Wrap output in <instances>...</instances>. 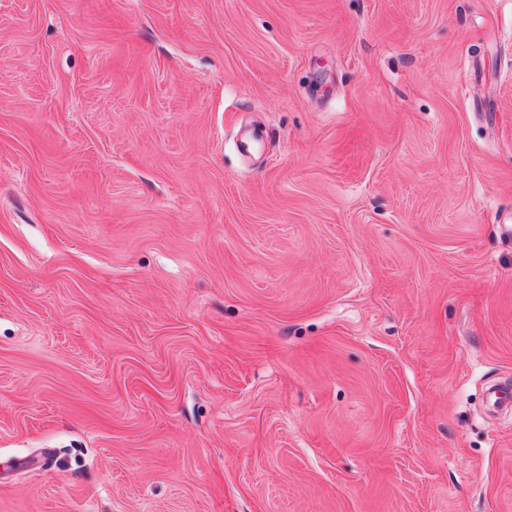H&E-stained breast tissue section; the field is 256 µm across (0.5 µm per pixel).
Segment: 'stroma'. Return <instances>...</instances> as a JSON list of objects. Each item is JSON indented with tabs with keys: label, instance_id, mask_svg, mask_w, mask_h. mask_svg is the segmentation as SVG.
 Wrapping results in <instances>:
<instances>
[{
	"label": "stroma",
	"instance_id": "stroma-1",
	"mask_svg": "<svg viewBox=\"0 0 512 512\" xmlns=\"http://www.w3.org/2000/svg\"><path fill=\"white\" fill-rule=\"evenodd\" d=\"M512 0H0V512H512Z\"/></svg>",
	"mask_w": 512,
	"mask_h": 512
}]
</instances>
